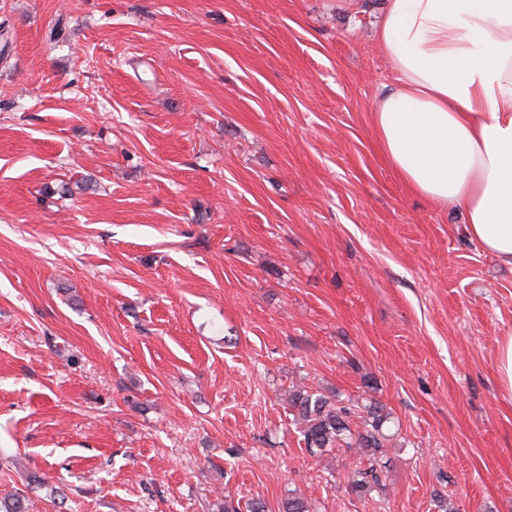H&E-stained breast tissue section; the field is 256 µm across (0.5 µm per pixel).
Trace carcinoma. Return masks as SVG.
<instances>
[{"label": "carcinoma", "mask_w": 512, "mask_h": 512, "mask_svg": "<svg viewBox=\"0 0 512 512\" xmlns=\"http://www.w3.org/2000/svg\"><path fill=\"white\" fill-rule=\"evenodd\" d=\"M286 401L292 408L293 423L310 453L349 448L368 456L370 466L354 473L350 488L360 496L376 490L384 492L377 465L386 455L390 441L383 427L391 421V413L383 404L370 400L361 406H340L336 398L304 387L288 391ZM361 412L366 417L359 425L354 418Z\"/></svg>", "instance_id": "cac0c4a2"}]
</instances>
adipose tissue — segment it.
Listing matches in <instances>:
<instances>
[{
    "instance_id": "obj_1",
    "label": "adipose tissue",
    "mask_w": 512,
    "mask_h": 512,
    "mask_svg": "<svg viewBox=\"0 0 512 512\" xmlns=\"http://www.w3.org/2000/svg\"><path fill=\"white\" fill-rule=\"evenodd\" d=\"M375 42L394 74L372 114L388 162L512 266V0H387Z\"/></svg>"
}]
</instances>
